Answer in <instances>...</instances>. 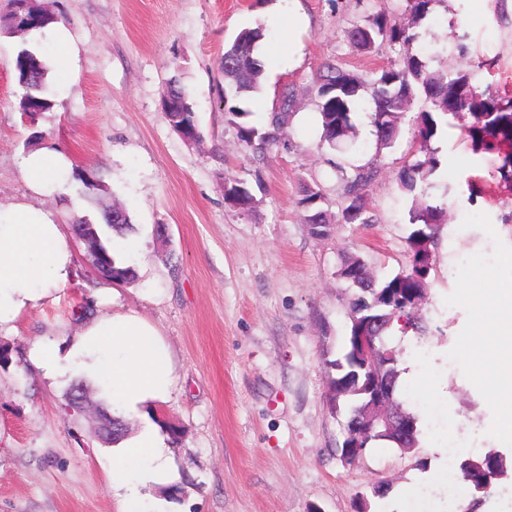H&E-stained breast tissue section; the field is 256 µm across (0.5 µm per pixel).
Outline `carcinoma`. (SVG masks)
<instances>
[{
  "label": "carcinoma",
  "instance_id": "cac0c4a2",
  "mask_svg": "<svg viewBox=\"0 0 512 512\" xmlns=\"http://www.w3.org/2000/svg\"><path fill=\"white\" fill-rule=\"evenodd\" d=\"M435 0H398L397 8L409 10L414 17L422 19ZM11 10L0 16V28L10 33L39 30L56 21L55 16L34 5L31 0H10ZM263 33L258 28H244L236 36L233 44L224 52V77L229 80V89L224 91V113L229 122L237 127V136L243 148L263 150L286 145L292 110L293 91L282 98L279 109L270 113L266 124L261 127L245 121L249 112L240 106L241 99L256 93L261 88L265 66L256 54L258 42ZM418 34L397 24L395 11H380L370 17L364 25L355 23L344 30V39L356 50L364 54L379 53L385 45H395L414 41ZM15 76L24 90L20 100L22 114L32 116L45 112L51 107V88L45 83L44 63L28 50L20 51L15 59ZM365 80L357 73L328 61L323 64L312 82L311 90L318 100V113L321 122V140L334 149L345 142L354 128L353 116L361 108ZM371 119L377 138V150L391 147L400 133L401 116L416 101L423 108L416 117L415 137L419 148L405 161L400 174L404 189L411 193L426 194L441 167V161L430 151L429 143L439 127L450 125L463 113L470 114L472 121L467 126V135L475 149L496 152L500 157L498 172L500 181L512 183V151L501 150L503 145H512V95L500 94L497 90L478 91L472 84V75L465 69L457 70L446 77L435 78L425 71V66L416 55H409L400 61L376 71L372 83ZM164 100H170L178 108L166 112L171 126H196L197 116L189 103L185 88L171 85L167 88ZM336 177L341 190L342 221L347 224H370L366 215L363 196L367 185L375 178L377 166L368 162L350 169L343 164H335ZM224 187L243 194L245 210H252L254 197L251 188L244 180L228 178ZM323 196L313 188L305 189L299 204L308 211L306 222L323 235L332 224L331 214L321 207ZM443 207L424 204L412 207L410 224L414 229L408 242L412 252V263L408 270L376 282L372 277L349 281L352 288L359 290L351 302L349 332L345 336V349L341 358L332 362L337 371L331 379L329 403L336 408V384L338 381L360 376L365 380L376 371L387 384L391 393L398 390L400 372L397 369L398 352L389 347L386 333L391 325L392 315L405 318V325L417 331L422 329L419 305L422 301L426 278L431 263L423 255H432L442 229ZM131 219L122 212L118 220L112 213L103 215V223L92 225L95 251L103 260L102 277L107 281L132 283L136 270L130 265L116 266L112 256L111 239L106 231L117 234L130 228ZM376 323L379 348L388 354L385 365L377 369L373 364L359 357L356 352V338L366 325ZM68 407L82 410L90 403L88 389L80 382L75 383L66 395ZM112 423V430L102 440L109 444L119 441L127 434V426L120 418L107 412L98 413L97 429L101 423ZM462 473L469 477V483L477 493L489 488L493 481L508 476L506 458L497 452H488L476 459L468 458L460 464Z\"/></svg>",
  "mask_w": 512,
  "mask_h": 512
}]
</instances>
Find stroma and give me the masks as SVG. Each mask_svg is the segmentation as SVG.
<instances>
[{
    "mask_svg": "<svg viewBox=\"0 0 512 512\" xmlns=\"http://www.w3.org/2000/svg\"><path fill=\"white\" fill-rule=\"evenodd\" d=\"M70 30L78 48L73 74L58 80L49 110L28 117L14 58L30 48L29 34L0 32V202L27 200L54 211L60 223H96L102 211L126 210L130 237L142 244L130 256L131 283L101 279L85 247L71 240L75 277L0 331L13 364L0 367V512H118L109 487L111 445L93 433L87 416L67 414L68 384L43 377L29 360L39 342L64 344L79 330L89 298L102 312L133 311L154 325L168 345L175 385L166 401L125 416L130 430L145 420L180 427L170 450L181 473L153 494L166 512H459L455 491L462 472L448 471L444 486L428 483L441 436L475 433L482 451L512 461V435L501 428L489 390L503 383L479 363L460 358L429 370L420 387L401 381L398 402L417 419L418 444L403 450L371 443L356 465L341 447L348 404L331 411L332 363L343 354L352 288L339 275L350 256L364 260L380 280L408 269L412 252L408 212L414 200L399 180L416 150L412 116L392 147H376L367 109L343 149L319 140L313 78L328 60L364 79L404 54L420 56L429 73L460 66L456 37L467 34L477 62L478 89L512 91V21L500 19L496 0L436 4L417 30L419 41L380 54L351 48L343 32L392 0H36ZM262 28L263 45L278 46L293 29L292 64L268 68L258 93L244 103L249 120L265 124L287 90L295 116L287 147L243 149L224 115V52L245 28ZM187 89L201 137L185 142L163 109L169 81ZM466 120L431 140L441 161L428 194L447 220L426 279L422 331L393 319L392 346L402 359L413 351L455 352L463 337L492 341L493 313L465 302L466 292L512 288V189L497 173V154L475 151ZM56 142L75 172L61 191L38 196L26 186L20 162ZM375 162L365 191L373 221H340L334 163ZM91 168L102 187L89 191L78 178ZM261 178L254 209L224 201V180ZM324 196L337 221L315 234L299 199L303 186ZM166 225L168 243L157 241ZM492 270L481 284L473 275ZM392 496H375L378 485Z\"/></svg>",
    "mask_w": 512,
    "mask_h": 512,
    "instance_id": "obj_1",
    "label": "stroma"
}]
</instances>
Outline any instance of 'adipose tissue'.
I'll use <instances>...</instances> for the list:
<instances>
[{"instance_id":"adipose-tissue-1","label":"adipose tissue","mask_w":512,"mask_h":512,"mask_svg":"<svg viewBox=\"0 0 512 512\" xmlns=\"http://www.w3.org/2000/svg\"><path fill=\"white\" fill-rule=\"evenodd\" d=\"M20 171L30 191L44 195L66 185L70 164L50 143L25 156ZM73 275L65 227L53 211L25 201L0 205V328L36 308ZM29 359L55 381L85 376L116 416L165 401L174 386L169 347L151 323L130 311L87 317L66 347L39 343ZM108 478L119 512H148L152 489L177 482L180 474L159 429L147 424L114 446Z\"/></svg>"}]
</instances>
